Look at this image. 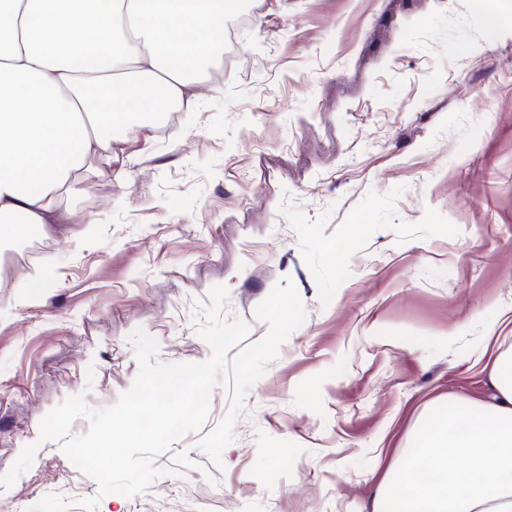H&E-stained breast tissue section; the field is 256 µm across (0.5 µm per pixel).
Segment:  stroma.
<instances>
[{"instance_id":"1","label":"stroma","mask_w":512,"mask_h":512,"mask_svg":"<svg viewBox=\"0 0 512 512\" xmlns=\"http://www.w3.org/2000/svg\"><path fill=\"white\" fill-rule=\"evenodd\" d=\"M196 111L123 129L68 221L0 241V512L97 482L40 441L66 397L106 407L139 363L211 355L226 316L293 282L306 318L247 392L214 461L175 440L142 494L98 512H373L388 465L449 395L483 398L488 337L512 353V0H246ZM503 22L488 35L484 15Z\"/></svg>"}]
</instances>
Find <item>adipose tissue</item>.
<instances>
[{"mask_svg":"<svg viewBox=\"0 0 512 512\" xmlns=\"http://www.w3.org/2000/svg\"><path fill=\"white\" fill-rule=\"evenodd\" d=\"M232 0H0V237L64 223L62 202L108 163L134 116L197 108L224 55ZM493 394L449 398L422 449L380 481L377 512H512V356ZM456 464H449V455Z\"/></svg>","mask_w":512,"mask_h":512,"instance_id":"adipose-tissue-1","label":"adipose tissue"}]
</instances>
